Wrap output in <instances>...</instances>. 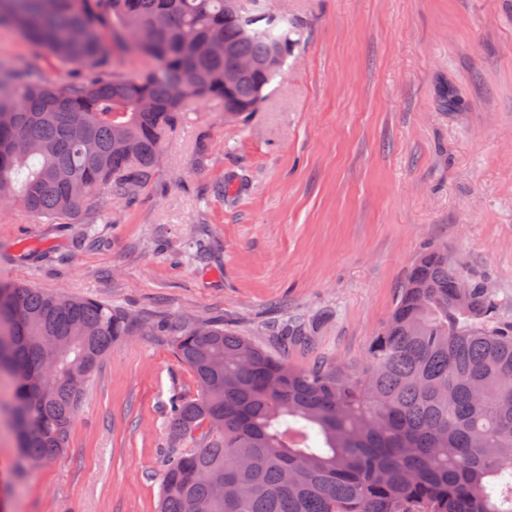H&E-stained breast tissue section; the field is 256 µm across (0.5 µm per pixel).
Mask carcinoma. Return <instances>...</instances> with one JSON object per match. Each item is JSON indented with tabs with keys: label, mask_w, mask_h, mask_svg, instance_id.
<instances>
[{
	"label": "carcinoma",
	"mask_w": 512,
	"mask_h": 512,
	"mask_svg": "<svg viewBox=\"0 0 512 512\" xmlns=\"http://www.w3.org/2000/svg\"><path fill=\"white\" fill-rule=\"evenodd\" d=\"M272 0H0V26L82 82L0 66V202L44 220L102 194L132 198L154 178L164 130L187 99L262 104L298 44ZM281 67H262L273 48ZM126 55L151 68L117 71ZM259 69L224 96V73ZM460 273L424 248L364 361L297 367L222 324L141 321L119 307L0 282V374L21 459H58L85 388L112 345L143 326L169 337L198 392L170 410L159 512H512V321L483 281L475 310L455 301ZM59 346L45 367L39 341ZM282 340L309 339L304 324Z\"/></svg>",
	"instance_id": "carcinoma-1"
}]
</instances>
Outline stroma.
<instances>
[{
    "label": "stroma",
    "mask_w": 512,
    "mask_h": 512,
    "mask_svg": "<svg viewBox=\"0 0 512 512\" xmlns=\"http://www.w3.org/2000/svg\"><path fill=\"white\" fill-rule=\"evenodd\" d=\"M274 6L303 36L259 111L188 100L130 201L55 224L0 204V278L218 322L273 353L271 326L305 318L313 341L289 361L354 365L432 245L512 320V0ZM0 64L85 75L7 26ZM197 390L145 327L100 360L63 457L18 469L0 409V512H157L170 406Z\"/></svg>",
    "instance_id": "1"
}]
</instances>
